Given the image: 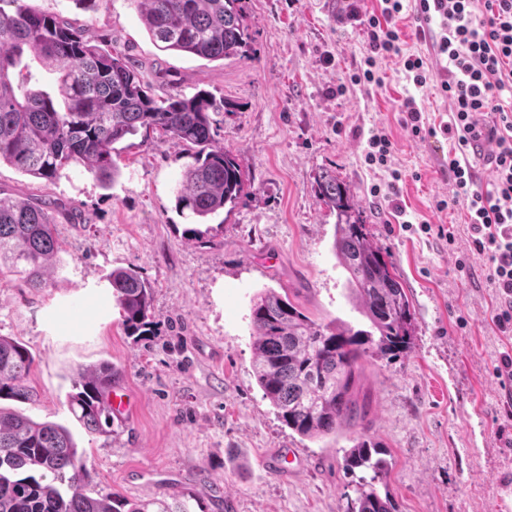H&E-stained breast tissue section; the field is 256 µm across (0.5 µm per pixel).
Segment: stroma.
<instances>
[{
	"instance_id": "35a3bbf8",
	"label": "stroma",
	"mask_w": 512,
	"mask_h": 512,
	"mask_svg": "<svg viewBox=\"0 0 512 512\" xmlns=\"http://www.w3.org/2000/svg\"><path fill=\"white\" fill-rule=\"evenodd\" d=\"M26 4L121 52L155 96L206 90L233 101L236 111L215 116L217 143L251 183L195 238L176 205L189 161L176 141L135 136L107 188L80 166L49 185L0 164V194L51 198L78 215L57 226L66 267L52 286L0 281V335L35 357L34 398L16 410L71 429L93 467L92 492L190 495L202 512H345L356 485L344 456L366 434L386 452L399 512H512V376L503 372L512 335L492 319L498 292L471 249L464 209L436 208L453 191L448 141L414 137L399 112L412 96L429 122L447 119L438 88L416 89L395 57L378 63L382 87L351 84L366 43L344 18L345 0H242L251 48L216 61L159 48L136 0ZM374 128L402 173L394 203L371 192L387 179L364 160ZM325 170L353 187L373 241L391 254L413 303L414 345L393 360L366 358L353 390L361 419L310 440L281 422L255 381L250 308L272 288L315 320L366 329L333 250L336 216L315 194ZM423 222L452 226L453 241L421 232ZM128 267L154 288L142 338L124 332L107 281ZM103 359L121 369L132 409L110 434H90L66 399L73 373ZM281 448L296 450L297 472L264 464Z\"/></svg>"
}]
</instances>
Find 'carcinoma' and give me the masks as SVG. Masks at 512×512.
<instances>
[{
    "instance_id": "obj_1",
    "label": "carcinoma",
    "mask_w": 512,
    "mask_h": 512,
    "mask_svg": "<svg viewBox=\"0 0 512 512\" xmlns=\"http://www.w3.org/2000/svg\"><path fill=\"white\" fill-rule=\"evenodd\" d=\"M137 2L144 27L165 50L208 60L248 50L242 0ZM30 54L56 74L53 89L31 84ZM233 111L232 102L207 92L156 97L122 54L53 15L31 11L26 0H0V163L49 184L78 164L107 185L120 173L126 141L140 132L145 139L156 134L190 150L177 205L204 224L248 194L241 162L215 145L211 114ZM316 194L336 215L333 249L370 329L355 331L335 319L319 323L273 288L260 290L250 310L254 378L282 423L308 439L336 433L357 414L352 390L360 362L410 352L414 332L413 304L391 255L360 219L352 187L325 172ZM60 216L77 219L51 199L0 196V276L7 272L27 288L49 287L64 268ZM110 285L127 335H147L151 283L138 270L120 268ZM33 364L25 344L0 335V400H31L26 379ZM119 381L108 360L72 376L68 411L87 432L112 426L108 396ZM384 454L366 434L346 452V470L357 476V497L347 512H398L391 495L377 488L389 468ZM92 482L68 427L0 407V512H192L188 497L170 503L94 496L86 491Z\"/></svg>"
}]
</instances>
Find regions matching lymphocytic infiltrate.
Instances as JSON below:
<instances>
[{
	"mask_svg": "<svg viewBox=\"0 0 512 512\" xmlns=\"http://www.w3.org/2000/svg\"><path fill=\"white\" fill-rule=\"evenodd\" d=\"M415 35L427 39L446 65L434 75L420 56L403 55L401 32L393 21L403 0H381L379 13H362L351 0L348 18L357 22L367 40V54L350 80L382 86L377 62L399 57L416 88L439 80L451 102L446 122L428 123L415 98L404 99L399 110L414 137H443L451 148L448 169L453 194L439 200L438 209L459 205L465 210L473 251L484 256L487 278L502 301L494 319L512 334V0H415ZM392 143L381 129L371 130L365 161L387 169V197L400 192L402 174L390 168ZM483 157L490 171L481 179L473 163Z\"/></svg>",
	"mask_w": 512,
	"mask_h": 512,
	"instance_id": "f902f5d3",
	"label": "lymphocytic infiltrate"
}]
</instances>
